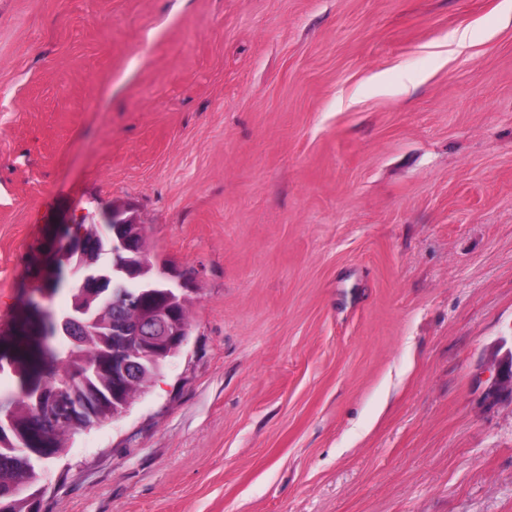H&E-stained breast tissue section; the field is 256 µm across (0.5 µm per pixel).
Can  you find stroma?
Masks as SVG:
<instances>
[{
    "instance_id": "1",
    "label": "stroma",
    "mask_w": 512,
    "mask_h": 512,
    "mask_svg": "<svg viewBox=\"0 0 512 512\" xmlns=\"http://www.w3.org/2000/svg\"><path fill=\"white\" fill-rule=\"evenodd\" d=\"M115 204L188 342L40 512H512V0H0V333Z\"/></svg>"
}]
</instances>
